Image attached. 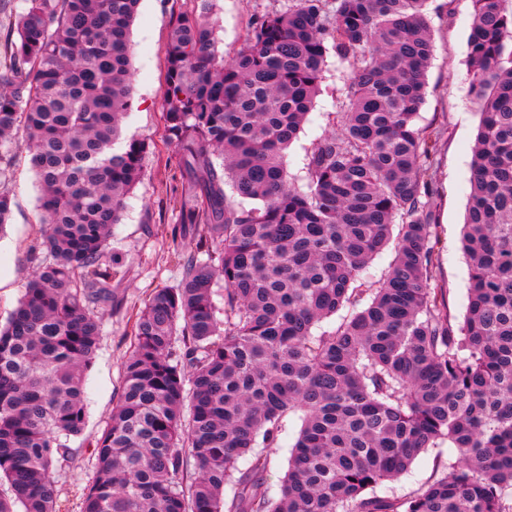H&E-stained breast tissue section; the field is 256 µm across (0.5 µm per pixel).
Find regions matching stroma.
Returning a JSON list of instances; mask_svg holds the SVG:
<instances>
[{
    "instance_id": "35a3bbf8",
    "label": "stroma",
    "mask_w": 512,
    "mask_h": 512,
    "mask_svg": "<svg viewBox=\"0 0 512 512\" xmlns=\"http://www.w3.org/2000/svg\"><path fill=\"white\" fill-rule=\"evenodd\" d=\"M194 0H140L130 29L132 47V109L123 123L126 133L145 139L147 153L140 182L126 201L120 224L112 228L109 251L123 265V276L113 281L118 306L104 311L97 354L88 370L87 419L81 435L71 438L73 459L57 468L53 481L61 512H80V503L94 474L93 449L118 403L124 385V363L134 337L128 317L141 309L155 288H175L181 269L173 259L175 244L190 248L193 233L172 236L178 226L176 203L187 190L179 157L166 134L161 96L165 84L166 51L171 21L191 13ZM288 0H214L216 35L226 55H233L254 15L283 11ZM472 0H429L428 19L433 57L426 72L427 92L418 123L442 131L431 174L437 192L435 241L439 265L432 283L445 289L455 317H463L468 303V260L462 247L470 192L472 147L479 125V108L470 94L468 37ZM350 76L347 62L328 55L321 91L301 132L287 151L288 173L301 179L309 151L332 128L331 113L346 105L343 88ZM0 188L13 198L12 214L0 233V323H6L34 271L49 260L41 247L39 187L28 151L13 147ZM454 449L421 453L408 474L391 488L399 494L430 480L449 460Z\"/></svg>"
}]
</instances>
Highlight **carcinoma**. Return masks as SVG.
<instances>
[{
    "label": "carcinoma",
    "mask_w": 512,
    "mask_h": 512,
    "mask_svg": "<svg viewBox=\"0 0 512 512\" xmlns=\"http://www.w3.org/2000/svg\"><path fill=\"white\" fill-rule=\"evenodd\" d=\"M472 2L481 120L461 322L431 287L427 160L441 132L416 124L428 0H292L255 15L231 57L213 0L173 21L162 107L190 193L178 231L198 242L173 252L179 287L152 289L134 314L82 512H512V0ZM25 3L0 58V147L31 154L50 261L0 326V476L14 495L0 512H59L51 474L85 426L101 312L122 273L108 240L148 151L122 135L139 0ZM331 51L353 66L347 105L299 186L286 150ZM291 413L301 428L273 493L266 449ZM445 444L457 457L438 476L404 495L386 488Z\"/></svg>",
    "instance_id": "obj_1"
}]
</instances>
